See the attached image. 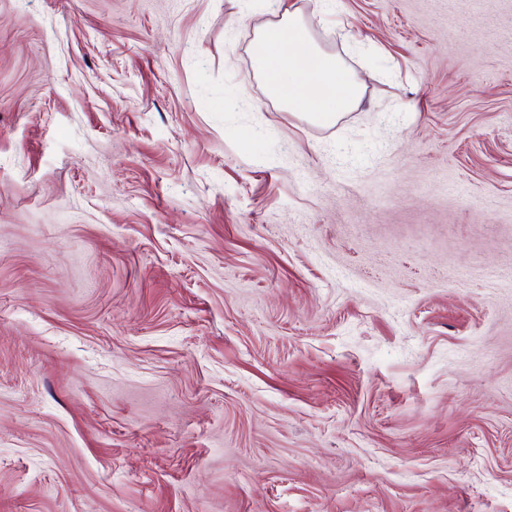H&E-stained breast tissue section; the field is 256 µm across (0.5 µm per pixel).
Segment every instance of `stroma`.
Listing matches in <instances>:
<instances>
[{"label":"stroma","instance_id":"obj_1","mask_svg":"<svg viewBox=\"0 0 512 512\" xmlns=\"http://www.w3.org/2000/svg\"><path fill=\"white\" fill-rule=\"evenodd\" d=\"M0 0V512H512V0ZM253 65L288 112L312 123L335 124L363 94L362 85L344 73L338 57L312 44L296 9H285L278 21L256 33Z\"/></svg>","mask_w":512,"mask_h":512}]
</instances>
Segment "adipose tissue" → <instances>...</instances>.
Wrapping results in <instances>:
<instances>
[{
  "label": "adipose tissue",
  "mask_w": 512,
  "mask_h": 512,
  "mask_svg": "<svg viewBox=\"0 0 512 512\" xmlns=\"http://www.w3.org/2000/svg\"><path fill=\"white\" fill-rule=\"evenodd\" d=\"M253 65L285 109L316 124L336 123L363 94L338 57L312 44L296 10L283 11L278 21L257 32Z\"/></svg>",
  "instance_id": "obj_1"
}]
</instances>
